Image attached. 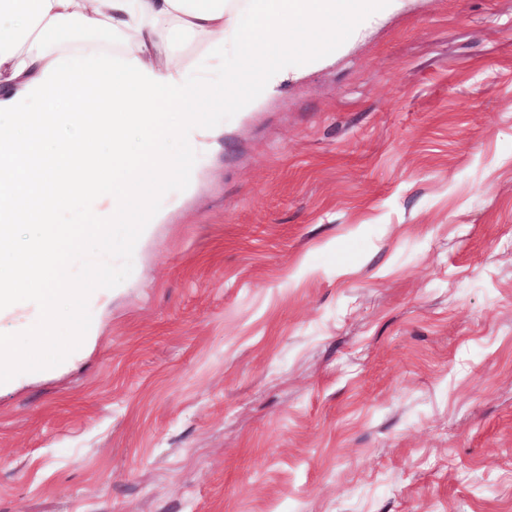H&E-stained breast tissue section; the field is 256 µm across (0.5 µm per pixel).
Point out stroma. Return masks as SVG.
<instances>
[{"mask_svg":"<svg viewBox=\"0 0 512 512\" xmlns=\"http://www.w3.org/2000/svg\"><path fill=\"white\" fill-rule=\"evenodd\" d=\"M214 122L94 343L0 390V512H512V0Z\"/></svg>","mask_w":512,"mask_h":512,"instance_id":"1","label":"stroma"}]
</instances>
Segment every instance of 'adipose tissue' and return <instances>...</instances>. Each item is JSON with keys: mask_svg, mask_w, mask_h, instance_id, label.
I'll return each instance as SVG.
<instances>
[{"mask_svg": "<svg viewBox=\"0 0 512 512\" xmlns=\"http://www.w3.org/2000/svg\"><path fill=\"white\" fill-rule=\"evenodd\" d=\"M403 0H0V326L60 317L94 340L89 307L116 283L94 267L49 276L59 246L105 248L113 225L149 233L190 187L195 154L218 147L212 113L246 114L301 69L322 65ZM201 54L183 62L179 41ZM83 202L89 224L63 223Z\"/></svg>", "mask_w": 512, "mask_h": 512, "instance_id": "obj_1", "label": "adipose tissue"}]
</instances>
